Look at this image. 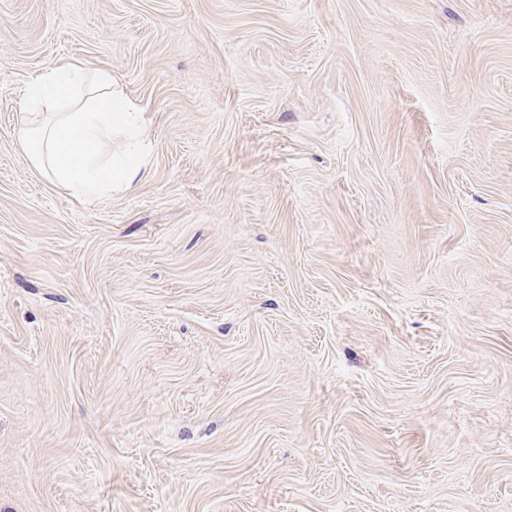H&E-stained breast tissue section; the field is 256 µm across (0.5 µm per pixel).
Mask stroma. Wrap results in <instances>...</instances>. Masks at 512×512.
I'll list each match as a JSON object with an SVG mask.
<instances>
[{"instance_id": "obj_1", "label": "stroma", "mask_w": 512, "mask_h": 512, "mask_svg": "<svg viewBox=\"0 0 512 512\" xmlns=\"http://www.w3.org/2000/svg\"><path fill=\"white\" fill-rule=\"evenodd\" d=\"M70 60L132 192L20 144ZM0 512H512V0H0ZM76 62H63L34 78L26 89L29 119L21 144L33 167L66 186L84 203L132 190L146 176L139 153L143 116L128 97L112 90L106 71L96 74L93 95L83 101L86 78ZM44 116V118H43ZM119 141L118 155L101 156Z\"/></svg>"}]
</instances>
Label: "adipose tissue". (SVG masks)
Listing matches in <instances>:
<instances>
[{
  "instance_id": "1",
  "label": "adipose tissue",
  "mask_w": 512,
  "mask_h": 512,
  "mask_svg": "<svg viewBox=\"0 0 512 512\" xmlns=\"http://www.w3.org/2000/svg\"><path fill=\"white\" fill-rule=\"evenodd\" d=\"M85 81L75 62L60 63L34 78L26 89L30 119L21 144L35 169L91 203L132 190L147 171L139 153L140 108L112 90V78L103 70L94 94L80 99Z\"/></svg>"
}]
</instances>
